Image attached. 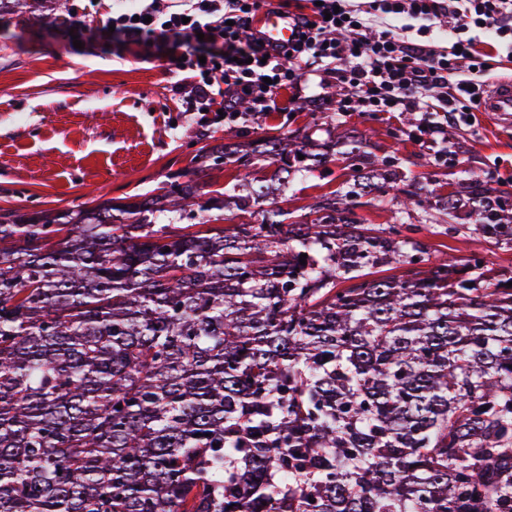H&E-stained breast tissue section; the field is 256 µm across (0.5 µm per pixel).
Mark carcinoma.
<instances>
[{
    "label": "carcinoma",
    "mask_w": 512,
    "mask_h": 512,
    "mask_svg": "<svg viewBox=\"0 0 512 512\" xmlns=\"http://www.w3.org/2000/svg\"><path fill=\"white\" fill-rule=\"evenodd\" d=\"M310 139L227 134L212 165L272 178L203 203L177 173L0 212V512H512V280L431 259L401 218L512 250V196L473 176L424 193L346 137L361 169L288 224L274 196L335 155ZM389 189L392 224L356 218ZM264 203L258 224L191 223Z\"/></svg>",
    "instance_id": "obj_1"
}]
</instances>
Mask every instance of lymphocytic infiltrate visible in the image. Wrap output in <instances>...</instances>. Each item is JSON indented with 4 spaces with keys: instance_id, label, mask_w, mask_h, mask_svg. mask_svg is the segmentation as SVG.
<instances>
[{
    "instance_id": "f902f5d3",
    "label": "lymphocytic infiltrate",
    "mask_w": 512,
    "mask_h": 512,
    "mask_svg": "<svg viewBox=\"0 0 512 512\" xmlns=\"http://www.w3.org/2000/svg\"><path fill=\"white\" fill-rule=\"evenodd\" d=\"M263 0H149L138 13L112 16L126 43L143 38L169 48L186 72L192 100L210 108L224 97L232 124L241 103L275 109L280 91L296 87L309 64L342 90L339 112H418L426 135L443 134L458 112L476 111L492 70L512 62V0H287L294 41L264 43L257 27ZM407 15L424 31L449 33L447 45L413 43L392 31L373 32L369 11ZM493 33L490 49L479 39Z\"/></svg>"
}]
</instances>
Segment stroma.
<instances>
[{"mask_svg": "<svg viewBox=\"0 0 512 512\" xmlns=\"http://www.w3.org/2000/svg\"><path fill=\"white\" fill-rule=\"evenodd\" d=\"M138 0H68L65 22L37 21L46 0H27L0 19V209H64L95 199L152 194L168 173L193 172L207 189L220 190L237 171L196 169L193 159L225 132L223 118L196 111L182 72L156 44L127 46L103 36L112 13ZM81 47H74V40ZM320 66L311 65L297 89H286L274 111L236 125L250 144L299 131L316 142L349 136L376 160H399L425 191L446 193L449 173L468 171L512 194V130L487 112L454 125L455 138L429 150L420 113L337 114L323 96ZM353 162L336 158L326 169L295 182L284 209L301 211L313 198L350 179ZM420 239L433 254L476 257L493 273L512 276V250L477 231L436 233L423 225Z\"/></svg>", "mask_w": 512, "mask_h": 512, "instance_id": "35a3bbf8", "label": "stroma"}]
</instances>
